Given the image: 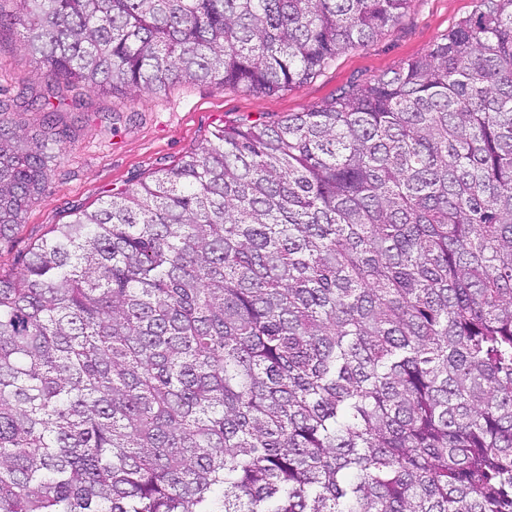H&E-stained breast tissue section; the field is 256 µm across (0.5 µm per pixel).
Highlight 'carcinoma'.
<instances>
[{"mask_svg": "<svg viewBox=\"0 0 512 512\" xmlns=\"http://www.w3.org/2000/svg\"><path fill=\"white\" fill-rule=\"evenodd\" d=\"M0 241L63 89L303 82L410 0H18ZM0 271V512H512V0L54 225ZM46 70L39 66L23 46L20 28L0 31V99L11 104L6 115L26 132L42 125V113L25 110V98L46 83Z\"/></svg>", "mask_w": 512, "mask_h": 512, "instance_id": "1", "label": "carcinoma"}]
</instances>
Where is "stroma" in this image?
Instances as JSON below:
<instances>
[{"label":"stroma","instance_id":"stroma-1","mask_svg":"<svg viewBox=\"0 0 512 512\" xmlns=\"http://www.w3.org/2000/svg\"><path fill=\"white\" fill-rule=\"evenodd\" d=\"M477 6L478 0H411L403 16L376 39L339 55L312 78L271 94L179 80L132 101L69 87L67 98L80 102L62 115L73 136L48 171L45 193L29 204L11 238L0 242V269L19 270L23 255L53 225L174 166L215 129L304 112L343 87L377 79L426 53ZM46 81L45 69L24 47L19 30H0V99L10 103L9 117L21 131L41 126L42 114L26 109L24 100Z\"/></svg>","mask_w":512,"mask_h":512}]
</instances>
